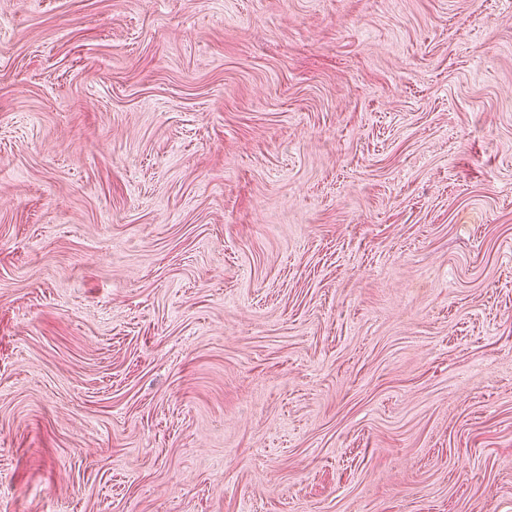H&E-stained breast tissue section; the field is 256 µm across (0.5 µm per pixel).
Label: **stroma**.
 Returning a JSON list of instances; mask_svg holds the SVG:
<instances>
[{
  "label": "stroma",
  "mask_w": 512,
  "mask_h": 512,
  "mask_svg": "<svg viewBox=\"0 0 512 512\" xmlns=\"http://www.w3.org/2000/svg\"><path fill=\"white\" fill-rule=\"evenodd\" d=\"M0 512H512V0H0Z\"/></svg>",
  "instance_id": "35a3bbf8"
}]
</instances>
